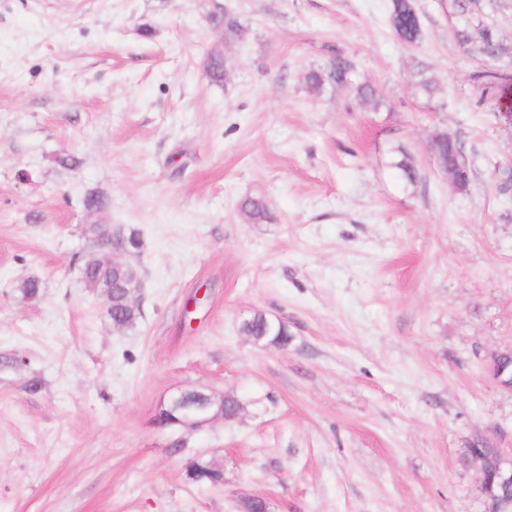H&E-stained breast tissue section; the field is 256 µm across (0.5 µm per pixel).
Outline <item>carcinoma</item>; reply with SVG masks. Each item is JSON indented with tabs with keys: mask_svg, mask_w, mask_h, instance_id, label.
Instances as JSON below:
<instances>
[{
	"mask_svg": "<svg viewBox=\"0 0 512 512\" xmlns=\"http://www.w3.org/2000/svg\"><path fill=\"white\" fill-rule=\"evenodd\" d=\"M390 20L397 37L415 45L423 35L422 22L417 14L413 0H390ZM483 54L487 64L485 69L474 76L477 86L481 88L482 97L497 100L504 80L512 81V72L501 68L492 56L501 54V46L495 34L487 29L483 36ZM352 65L338 60L326 70H313L307 75V82L313 91H318L324 83L333 82L340 86L352 85ZM437 164L448 166L455 171L453 178L456 189L463 191L470 186V168L465 166L461 143L446 134L441 135L438 151L435 155ZM242 208L248 218L259 223L267 219V207L263 200L250 198L243 202ZM79 268L86 284L97 290L105 299L111 310L112 319L131 327L137 319V309L127 305V286L124 271L113 265L112 255L96 251L80 257ZM253 334L260 338V343L285 347L291 340L288 325L271 318L262 312L253 314Z\"/></svg>",
	"mask_w": 512,
	"mask_h": 512,
	"instance_id": "cac0c4a2",
	"label": "carcinoma"
}]
</instances>
